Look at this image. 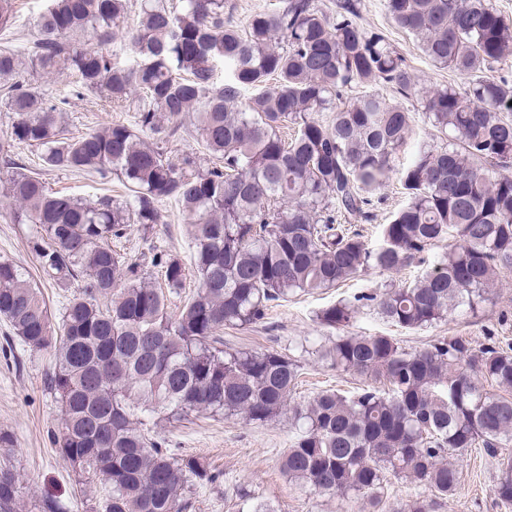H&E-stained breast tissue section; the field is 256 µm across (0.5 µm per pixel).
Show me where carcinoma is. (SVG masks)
Here are the masks:
<instances>
[{
	"label": "carcinoma",
	"mask_w": 512,
	"mask_h": 512,
	"mask_svg": "<svg viewBox=\"0 0 512 512\" xmlns=\"http://www.w3.org/2000/svg\"><path fill=\"white\" fill-rule=\"evenodd\" d=\"M383 6L463 85L421 82L384 33L359 23L361 0H336L329 13L318 0H280L242 27L224 16V0H142L128 36L132 67L101 48L127 0H49L24 52L0 45V108L12 114L0 133L11 222L32 225L28 246L43 279L60 288L81 282L55 325L40 288L0 258V317L31 350L52 351L47 386L62 415L53 443L74 473L82 512H192L211 476L156 427L193 413L259 425L289 414L296 433L283 470L315 492L363 500V512H379L389 474L431 493L411 512H432L459 486L452 459L470 448L493 458L512 444V353L494 343L438 336L407 350L390 336H339L315 354L365 383L293 404L297 360L216 336L261 323L292 295L371 268L398 272L450 238L431 271L380 296L342 299L318 313L320 323L347 327L373 302L396 326L421 330L460 306L475 310L512 269V81L495 74L512 56V23L493 0ZM79 33L97 45L75 41ZM0 34L17 36L14 0H0ZM62 70L73 95L132 110L135 125L64 136L66 102L46 100L35 80ZM244 91L251 96L242 102ZM412 109L440 137L398 168ZM187 119L213 165L168 151ZM148 132L151 145L142 140ZM21 146L39 150L44 171L115 174L130 194L87 201L54 191L20 161ZM394 175L407 202L370 248L347 225L372 220L376 194ZM170 198L192 220L199 282L174 317L167 300L182 294L185 266L154 256L157 285L112 246L133 224L160 223L159 203ZM498 495L512 501L511 460L501 463ZM22 507L17 471L4 462L0 512Z\"/></svg>",
	"instance_id": "carcinoma-1"
}]
</instances>
